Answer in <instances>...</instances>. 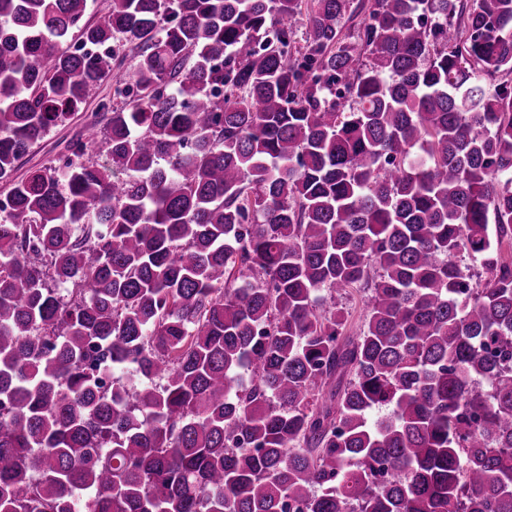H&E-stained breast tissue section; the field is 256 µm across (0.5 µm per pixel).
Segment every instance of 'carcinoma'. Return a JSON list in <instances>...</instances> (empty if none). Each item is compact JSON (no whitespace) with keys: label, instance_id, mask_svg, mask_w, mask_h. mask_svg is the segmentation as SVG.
Wrapping results in <instances>:
<instances>
[{"label":"carcinoma","instance_id":"cac0c4a2","mask_svg":"<svg viewBox=\"0 0 512 512\" xmlns=\"http://www.w3.org/2000/svg\"><path fill=\"white\" fill-rule=\"evenodd\" d=\"M92 2L0 0V512H512V0ZM112 93V82L106 81L98 85L78 111L62 124L53 127L44 139L33 147L24 159L25 162L19 169L18 175H24L29 169L40 167L65 153L69 142L82 133L87 123L103 119V111L99 110V103L108 100ZM105 122L106 120H102L101 125Z\"/></svg>","mask_w":512,"mask_h":512}]
</instances>
